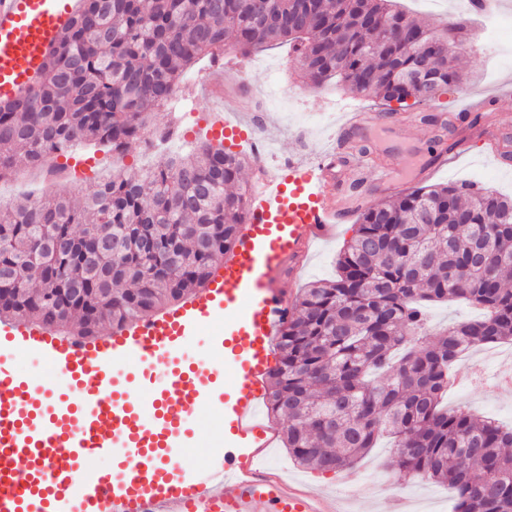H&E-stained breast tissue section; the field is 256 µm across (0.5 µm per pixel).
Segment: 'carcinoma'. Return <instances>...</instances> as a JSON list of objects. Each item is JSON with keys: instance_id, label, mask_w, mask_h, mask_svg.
I'll return each mask as SVG.
<instances>
[{"instance_id": "1", "label": "carcinoma", "mask_w": 512, "mask_h": 512, "mask_svg": "<svg viewBox=\"0 0 512 512\" xmlns=\"http://www.w3.org/2000/svg\"><path fill=\"white\" fill-rule=\"evenodd\" d=\"M469 39L464 23L424 28L394 0H81L45 72L0 102V180L19 149L40 168L77 144L123 152L172 136L152 114L206 56L286 42L310 88L334 83L403 110L461 84ZM244 162L208 143L141 175L116 172L81 203L0 210V289L13 297L0 320L97 336L203 290L245 218L247 190L227 192ZM336 269L303 289L278 331L267 409L285 422L288 455L338 472L387 432L393 469L448 485L454 512H512V427L442 405L463 349L512 343V197L448 183L377 203ZM459 299L484 316L422 344L425 306Z\"/></svg>"}]
</instances>
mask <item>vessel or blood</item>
I'll return each instance as SVG.
<instances>
[{
	"instance_id": "vessel-or-blood-1",
	"label": "vessel or blood",
	"mask_w": 512,
	"mask_h": 512,
	"mask_svg": "<svg viewBox=\"0 0 512 512\" xmlns=\"http://www.w3.org/2000/svg\"><path fill=\"white\" fill-rule=\"evenodd\" d=\"M74 0H0V100L14 97L42 72L48 52L69 25ZM387 126L395 142L408 132L375 113H343L337 140ZM343 160L332 154L304 170L254 176L234 248L209 285L176 309L98 336H69L30 320L0 322V356L25 352L43 359L63 390L41 402V382L0 368V512H343L339 496L315 491L271 464L274 438L260 420L271 367L270 338L289 313L279 286L298 274L315 243L368 205L377 191L407 182L403 158L371 171L360 193L344 190ZM224 321V446L218 467L184 476L175 448L196 404L194 368L168 369L149 403L117 391L111 367L137 356L157 363L181 352L199 329ZM121 454L119 473L87 468L94 456ZM30 463L19 475L16 458ZM82 470L79 482L69 468Z\"/></svg>"
}]
</instances>
